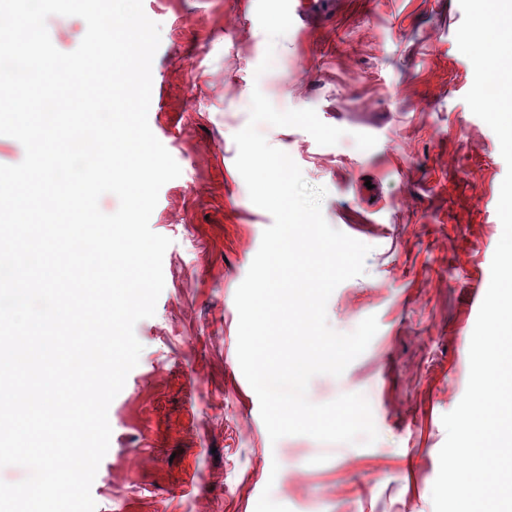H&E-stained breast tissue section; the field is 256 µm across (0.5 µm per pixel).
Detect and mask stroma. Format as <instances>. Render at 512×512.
<instances>
[{
    "mask_svg": "<svg viewBox=\"0 0 512 512\" xmlns=\"http://www.w3.org/2000/svg\"><path fill=\"white\" fill-rule=\"evenodd\" d=\"M257 0H143L160 26L148 122L181 168L151 229L170 238L155 314L139 321L137 366L112 401L96 512H434L444 414L461 401L491 277L507 166L464 101L474 70L458 49V0H343L335 21L269 42ZM269 71L257 74L266 48ZM281 111L315 109L344 129L333 146L261 125L306 182L327 191L333 228L370 245L364 274L327 303L332 329H379L341 376L308 398L363 394L368 447L307 436L270 441L237 359L235 293L272 225L235 166L253 89ZM376 136L359 149L354 133Z\"/></svg>",
    "mask_w": 512,
    "mask_h": 512,
    "instance_id": "35a3bbf8",
    "label": "stroma"
}]
</instances>
